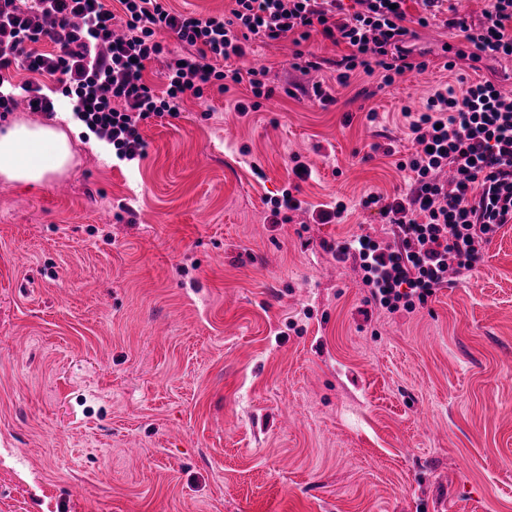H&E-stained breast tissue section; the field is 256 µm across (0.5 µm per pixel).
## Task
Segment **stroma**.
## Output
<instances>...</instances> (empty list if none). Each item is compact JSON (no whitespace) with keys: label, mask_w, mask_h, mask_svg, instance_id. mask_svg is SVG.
Instances as JSON below:
<instances>
[{"label":"stroma","mask_w":512,"mask_h":512,"mask_svg":"<svg viewBox=\"0 0 512 512\" xmlns=\"http://www.w3.org/2000/svg\"><path fill=\"white\" fill-rule=\"evenodd\" d=\"M485 6L448 0L389 86H339L348 49L316 33L252 42L231 65L267 68L258 110L208 88L141 122L144 159L81 132L65 174L0 180V512H512V223L410 313L332 253L391 241L361 201L408 192L403 110L456 85L444 21Z\"/></svg>","instance_id":"stroma-1"}]
</instances>
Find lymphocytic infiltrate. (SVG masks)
Here are the masks:
<instances>
[{"label": "lymphocytic infiltrate", "instance_id": "lymphocytic-infiltrate-1", "mask_svg": "<svg viewBox=\"0 0 512 512\" xmlns=\"http://www.w3.org/2000/svg\"><path fill=\"white\" fill-rule=\"evenodd\" d=\"M0 0V112L19 101L54 114L55 102L43 80L57 78L76 118L105 139L119 160L145 155L139 131L150 116L178 117L185 96L202 97L224 81L248 83L253 97L268 90L257 70L220 68V61L245 55L250 41L275 44L296 35L320 33L349 52L336 60V81L348 85L355 72L382 70L384 84L424 63L410 61L406 43L425 28L444 0H419L421 15L408 17L406 0H232L225 16L182 14L162 0ZM479 27L449 19L479 51L512 56V0H489ZM52 16V27L33 26L32 12ZM175 34L178 55L156 34ZM52 51H42V44ZM165 59L163 88L144 77L148 63ZM27 80L14 83L17 71ZM420 147L399 170L412 172L409 191L378 206L393 226L394 241L380 244L361 236L336 250L338 260L355 262L371 301L394 313L413 311L448 282V272L466 276L501 226L512 223V95L491 81L457 89L443 85L427 98L410 123ZM455 174L445 191L442 169Z\"/></svg>", "mask_w": 512, "mask_h": 512}]
</instances>
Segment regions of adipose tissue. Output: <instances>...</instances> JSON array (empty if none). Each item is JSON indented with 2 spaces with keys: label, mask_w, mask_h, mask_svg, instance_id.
<instances>
[{
  "label": "adipose tissue",
  "mask_w": 512,
  "mask_h": 512,
  "mask_svg": "<svg viewBox=\"0 0 512 512\" xmlns=\"http://www.w3.org/2000/svg\"><path fill=\"white\" fill-rule=\"evenodd\" d=\"M73 152L67 134L51 125L13 123L0 132V179L41 185L68 169Z\"/></svg>",
  "instance_id": "adipose-tissue-1"
}]
</instances>
